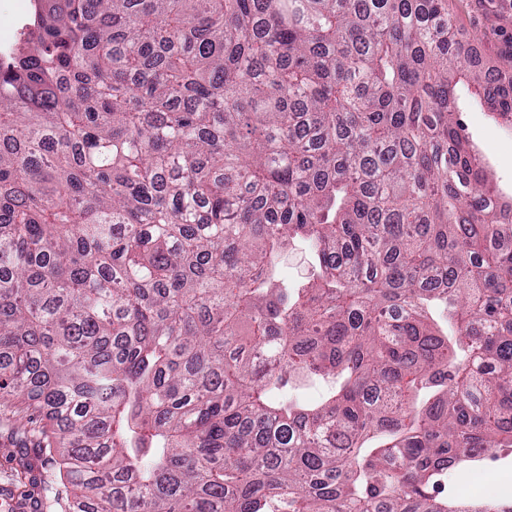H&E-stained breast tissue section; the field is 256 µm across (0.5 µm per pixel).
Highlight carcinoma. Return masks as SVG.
<instances>
[{
  "mask_svg": "<svg viewBox=\"0 0 512 512\" xmlns=\"http://www.w3.org/2000/svg\"><path fill=\"white\" fill-rule=\"evenodd\" d=\"M459 36L448 0H35L0 403L45 412L70 512H512L440 490L512 450V221L455 119L512 87ZM282 276L293 282L306 276L308 269V253L304 247L290 248L280 259Z\"/></svg>",
  "mask_w": 512,
  "mask_h": 512,
  "instance_id": "carcinoma-1",
  "label": "carcinoma"
}]
</instances>
